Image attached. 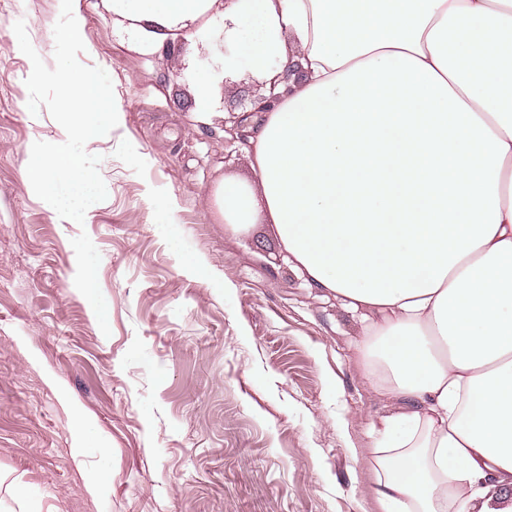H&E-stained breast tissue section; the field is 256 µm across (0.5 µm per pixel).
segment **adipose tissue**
I'll return each mask as SVG.
<instances>
[{
    "instance_id": "adipose-tissue-1",
    "label": "adipose tissue",
    "mask_w": 512,
    "mask_h": 512,
    "mask_svg": "<svg viewBox=\"0 0 512 512\" xmlns=\"http://www.w3.org/2000/svg\"><path fill=\"white\" fill-rule=\"evenodd\" d=\"M103 4L131 49L176 53L202 122L224 82L275 83L243 120L253 180L207 204L369 311L381 512H512V0Z\"/></svg>"
}]
</instances>
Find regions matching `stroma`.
Segmentation results:
<instances>
[{
  "label": "stroma",
  "mask_w": 512,
  "mask_h": 512,
  "mask_svg": "<svg viewBox=\"0 0 512 512\" xmlns=\"http://www.w3.org/2000/svg\"><path fill=\"white\" fill-rule=\"evenodd\" d=\"M79 60L110 76L123 113L99 165L107 196L58 222L22 176L34 142L24 21L54 66L58 0H0V499L34 512H379L365 456L391 402L358 364L362 313L306 285L269 225L225 233L217 179L250 178L190 86L132 51L102 0H81ZM87 233L109 333L76 289ZM210 264L199 276L186 255Z\"/></svg>",
  "instance_id": "35a3bbf8"
}]
</instances>
